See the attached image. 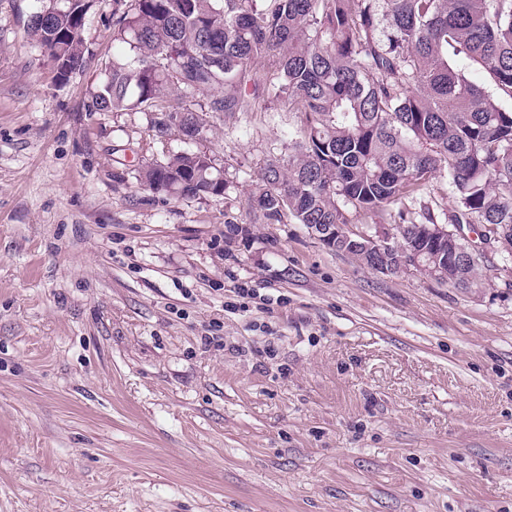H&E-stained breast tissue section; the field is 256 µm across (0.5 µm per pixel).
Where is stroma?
<instances>
[{
	"instance_id": "35a3bbf8",
	"label": "stroma",
	"mask_w": 512,
	"mask_h": 512,
	"mask_svg": "<svg viewBox=\"0 0 512 512\" xmlns=\"http://www.w3.org/2000/svg\"><path fill=\"white\" fill-rule=\"evenodd\" d=\"M88 2L62 80L38 0H0V512H512L503 245L465 291L265 220L297 113L262 98L187 142L156 112L86 111L128 51L115 0ZM183 150L223 196L140 184ZM406 204L444 224L456 199L435 177Z\"/></svg>"
}]
</instances>
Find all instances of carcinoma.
Returning <instances> with one entry per match:
<instances>
[{"instance_id": "obj_1", "label": "carcinoma", "mask_w": 512, "mask_h": 512, "mask_svg": "<svg viewBox=\"0 0 512 512\" xmlns=\"http://www.w3.org/2000/svg\"><path fill=\"white\" fill-rule=\"evenodd\" d=\"M28 26L54 62H83L85 0H65ZM113 38L133 55L112 61L88 112L129 103L152 112L170 90H211L213 112H248L251 64L271 57L263 86L300 114L288 161H270L254 203L300 224H346L388 212L442 174L458 204L453 224L512 247V0H129ZM475 65L488 85L468 77ZM186 134L206 127L189 107ZM153 192L224 195L204 152H178L139 171ZM479 268H448L455 288L482 287Z\"/></svg>"}]
</instances>
